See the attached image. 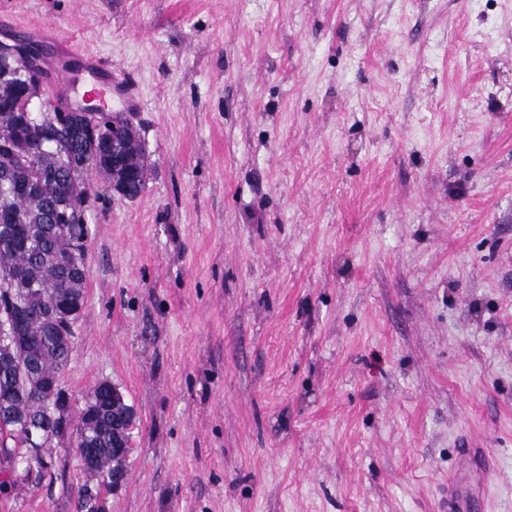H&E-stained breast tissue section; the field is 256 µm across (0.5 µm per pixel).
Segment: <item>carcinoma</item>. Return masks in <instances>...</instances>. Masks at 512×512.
I'll return each instance as SVG.
<instances>
[{
	"instance_id": "1",
	"label": "carcinoma",
	"mask_w": 512,
	"mask_h": 512,
	"mask_svg": "<svg viewBox=\"0 0 512 512\" xmlns=\"http://www.w3.org/2000/svg\"><path fill=\"white\" fill-rule=\"evenodd\" d=\"M83 118L75 116L68 129L58 130L55 137L65 141L64 150L52 152L42 148L43 124L32 127L21 112L7 108L0 111V142L8 143L18 132L26 137L28 149L16 154L0 150V173L9 172L12 181L33 183L35 192L17 198L0 191V214L24 211L31 223L22 225L19 244L9 239L11 224L0 223V284L16 283L10 295L0 293V307L8 310L20 306L32 315L29 339L15 345L13 352L35 363L36 372L20 374L15 369H0V448L27 447L28 431L37 430L49 441L58 436L52 422L45 419L53 394H61L60 375L72 361L74 334H58L46 313L63 299L70 300L78 321L84 305L85 275L63 276L62 267L84 265L88 230L83 212L73 215L70 224H51L50 207L61 199L79 200L88 195L90 183L83 169L72 166L71 158L99 152L100 146L84 140L80 134ZM83 433L75 440L76 449L93 448L96 465L88 468L93 476L109 478L115 469H126V459L112 456V440L124 434L123 426L112 425V401L99 389L87 396L76 408ZM90 485L78 489L81 508L101 512L98 496L89 495Z\"/></svg>"
}]
</instances>
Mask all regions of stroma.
Returning a JSON list of instances; mask_svg holds the SVG:
<instances>
[{"label": "stroma", "instance_id": "35a3bbf8", "mask_svg": "<svg viewBox=\"0 0 512 512\" xmlns=\"http://www.w3.org/2000/svg\"><path fill=\"white\" fill-rule=\"evenodd\" d=\"M21 36L142 104L60 376L136 411L105 512H438L466 436L512 512V0H0ZM47 453L0 512H81Z\"/></svg>", "mask_w": 512, "mask_h": 512}]
</instances>
